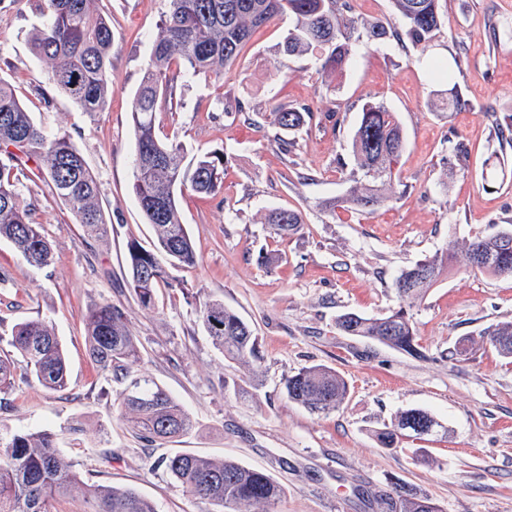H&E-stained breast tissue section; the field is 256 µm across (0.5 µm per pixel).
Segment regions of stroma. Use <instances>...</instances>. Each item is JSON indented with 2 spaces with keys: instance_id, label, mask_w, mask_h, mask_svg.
<instances>
[{
  "instance_id": "stroma-1",
  "label": "stroma",
  "mask_w": 512,
  "mask_h": 512,
  "mask_svg": "<svg viewBox=\"0 0 512 512\" xmlns=\"http://www.w3.org/2000/svg\"><path fill=\"white\" fill-rule=\"evenodd\" d=\"M35 5L0 0V77L47 135H70L98 181L112 230L103 240L85 236L34 165L17 166L18 192L44 225L53 262L34 268L0 243V355L11 352L14 324L46 319L67 351L70 383L53 392L18 372L0 394V434L51 430L85 483L133 488L160 512L212 510L154 469L175 452L266 471L284 488L273 512H379L374 495L394 479L423 488L442 512H512V362L481 338L512 320V279L469 272L459 255L466 240L512 224V145L493 123L512 115V0H447L446 23L426 49L365 40L348 67L326 78L313 57L276 58L288 27L278 20L254 33L233 79L180 78L156 128L188 153L224 152V189L210 197L184 192L180 210L198 262L169 267L148 309L126 280L128 241H153L132 192L130 106L169 0H97L112 20V95L92 114L57 93L33 55ZM433 60L452 71L462 107H433L452 83L434 79ZM370 98L403 128L400 177L375 210L335 212L332 203L350 186L339 163L351 158ZM335 103L344 124L327 116ZM279 104L310 106L314 119L281 133L270 116ZM281 136L289 152L279 149ZM459 142L467 158L456 157ZM277 208L300 214L295 233L267 224ZM445 249L456 259L412 310L422 357L337 331L343 312L379 317L396 308L399 272ZM212 298L252 326L259 375L214 346L199 317ZM105 303L124 310L140 370L190 414L194 428L179 441L139 439L117 409V385L90 360L84 319ZM314 364L348 383L343 405L322 417L283 392L285 378ZM412 407L436 415L447 434L380 447L374 430Z\"/></svg>"
}]
</instances>
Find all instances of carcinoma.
<instances>
[{
    "mask_svg": "<svg viewBox=\"0 0 512 512\" xmlns=\"http://www.w3.org/2000/svg\"><path fill=\"white\" fill-rule=\"evenodd\" d=\"M97 0H38L42 17L30 37L33 54L48 68L53 88L85 112H102L111 97L112 27L96 9ZM399 26L369 22L339 0H169L153 42L143 78L131 102L136 144L132 185L140 209L151 225L153 247L127 243L129 287L144 308L154 304L155 290L166 279V265L193 266L196 251L182 223L179 197L186 191L210 196L224 187V154L211 151L186 160L183 145L163 140L155 130V112L173 104L177 93L174 67L183 63L195 77L222 82L233 71L252 35L279 18L291 27L276 45L278 56L311 55L321 72L336 74L348 64L352 46L362 38L394 39L401 45L425 48L447 18L442 0H392ZM272 123L293 131L312 121L308 106L279 105ZM17 161L26 158L46 175L53 194L66 205L90 236L104 238L110 228L103 215L97 180L70 137L48 138L31 112L16 97L12 85L0 78V149ZM405 148L403 129L396 115L383 104L362 105L351 142L354 165L362 178L350 176L352 185L333 208L364 212L384 204L385 185L395 175ZM268 223L286 235L301 223L297 212L275 209ZM5 241L32 266L47 267L52 251L44 226L31 220L30 208L16 191L14 166L0 163V241ZM467 268L512 278V225L490 236L463 243ZM452 253L437 252L403 269L394 281L400 299L386 316L370 318L348 312L336 318L345 336L377 342L414 357L422 356L416 341L411 309L448 266ZM203 326L224 358L257 372L261 354L258 338L243 318L224 301L211 299L201 310ZM90 358L112 381L121 385V416L147 441L175 442L193 429L189 413L154 379L135 371L140 350L126 326L124 311L112 304L92 306L85 319ZM486 343L512 359V321L484 332ZM9 345L14 355L0 356V393L12 386L23 369L50 391H62L69 382L65 350L52 325L27 319L17 323ZM288 399L316 415H328L343 404L346 380L336 370L303 367L285 381ZM429 423L431 433L445 426L420 408L400 412L391 424L376 432L384 448L391 449L403 436L420 435L414 423ZM154 468L165 470L187 496L219 507L218 512H272L284 494L283 486L262 469L233 459L175 453L158 458ZM79 492L88 512H159L157 505L129 487L87 485L73 461L62 456L55 435L47 430L18 432L0 437V512H54V503ZM380 512H438L419 487L401 480L377 500Z\"/></svg>",
    "mask_w": 512,
    "mask_h": 512,
    "instance_id": "1",
    "label": "carcinoma"
}]
</instances>
